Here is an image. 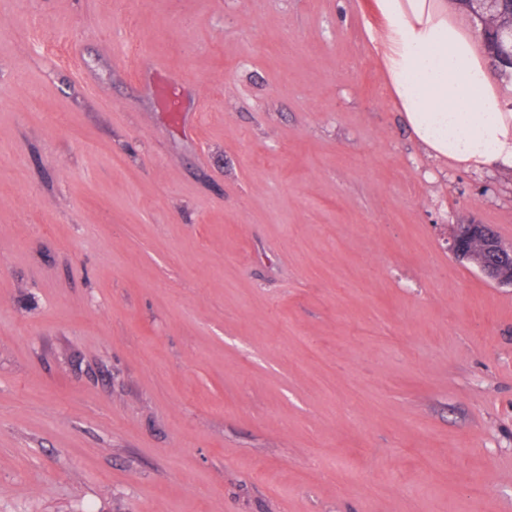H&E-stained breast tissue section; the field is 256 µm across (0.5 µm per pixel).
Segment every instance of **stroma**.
Wrapping results in <instances>:
<instances>
[{"label": "stroma", "mask_w": 512, "mask_h": 512, "mask_svg": "<svg viewBox=\"0 0 512 512\" xmlns=\"http://www.w3.org/2000/svg\"><path fill=\"white\" fill-rule=\"evenodd\" d=\"M380 24L0 0V512H512V288L448 250L512 174L421 150Z\"/></svg>", "instance_id": "stroma-1"}]
</instances>
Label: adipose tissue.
<instances>
[{"mask_svg": "<svg viewBox=\"0 0 512 512\" xmlns=\"http://www.w3.org/2000/svg\"><path fill=\"white\" fill-rule=\"evenodd\" d=\"M395 106L429 157L512 171V102L476 44L448 16L446 0H375Z\"/></svg>", "mask_w": 512, "mask_h": 512, "instance_id": "adipose-tissue-1", "label": "adipose tissue"}]
</instances>
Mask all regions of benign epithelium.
<instances>
[{
	"label": "benign epithelium",
	"instance_id": "obj_1",
	"mask_svg": "<svg viewBox=\"0 0 512 512\" xmlns=\"http://www.w3.org/2000/svg\"><path fill=\"white\" fill-rule=\"evenodd\" d=\"M486 29L495 34L502 56L512 58V25L490 22ZM475 239L484 253L496 256L499 268L495 269L478 262L480 273L499 287L512 288V247L504 245L499 238L484 224L451 225L448 228V249L453 256L464 261L472 254L468 253L464 241Z\"/></svg>",
	"mask_w": 512,
	"mask_h": 512
}]
</instances>
